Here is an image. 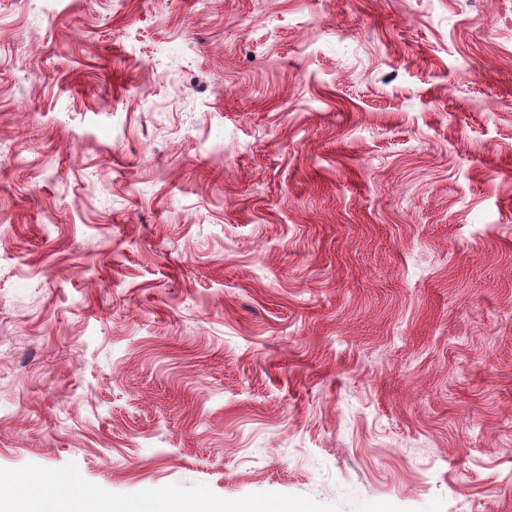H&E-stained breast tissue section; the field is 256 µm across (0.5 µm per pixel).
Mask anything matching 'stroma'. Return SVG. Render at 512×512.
<instances>
[{
	"label": "stroma",
	"instance_id": "stroma-1",
	"mask_svg": "<svg viewBox=\"0 0 512 512\" xmlns=\"http://www.w3.org/2000/svg\"><path fill=\"white\" fill-rule=\"evenodd\" d=\"M512 512V0H0V474Z\"/></svg>",
	"mask_w": 512,
	"mask_h": 512
}]
</instances>
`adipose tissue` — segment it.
<instances>
[{"label": "adipose tissue", "mask_w": 512, "mask_h": 512, "mask_svg": "<svg viewBox=\"0 0 512 512\" xmlns=\"http://www.w3.org/2000/svg\"><path fill=\"white\" fill-rule=\"evenodd\" d=\"M9 482L23 489L13 500L12 512H308L304 505L278 500L261 504L230 503L219 508L202 496L187 501L174 494L145 495L116 503L86 491L76 480L66 476L55 477L48 493L43 492L41 483L33 477L13 475Z\"/></svg>", "instance_id": "1"}]
</instances>
